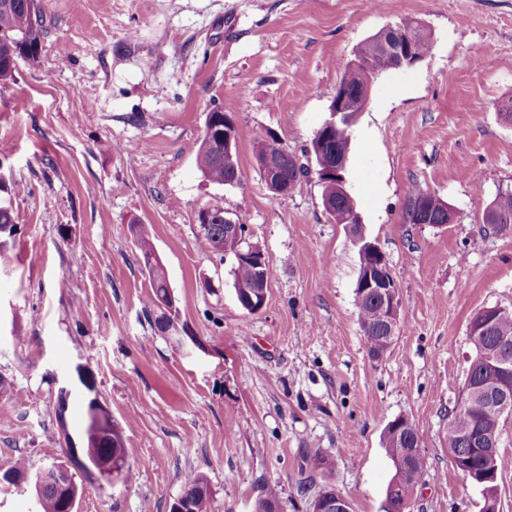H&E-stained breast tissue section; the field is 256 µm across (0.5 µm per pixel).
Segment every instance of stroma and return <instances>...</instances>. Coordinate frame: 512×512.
<instances>
[{
  "label": "stroma",
  "instance_id": "1",
  "mask_svg": "<svg viewBox=\"0 0 512 512\" xmlns=\"http://www.w3.org/2000/svg\"><path fill=\"white\" fill-rule=\"evenodd\" d=\"M45 13L40 55L0 82V201L18 226L0 271V466L21 458L34 472L66 441L84 446L81 366L137 475L71 467L76 512H170L190 472L207 481L210 512H250L268 484L286 512H308L309 450L332 461L314 489L381 512L394 474L383 432L399 417L426 460L411 512H481L452 461L448 415L471 317L512 311V234L482 223L512 189V0H45ZM403 17L427 26L431 50L374 80L344 172L402 305L376 359L358 321V248L323 207L309 149L355 49ZM217 106L239 131L234 186L196 164ZM272 135L311 169L278 197L255 158ZM417 188L456 222L405 223ZM210 205L239 215L265 253L259 312L238 304L230 261L198 244ZM138 223L154 227L183 346L144 314Z\"/></svg>",
  "mask_w": 512,
  "mask_h": 512
}]
</instances>
